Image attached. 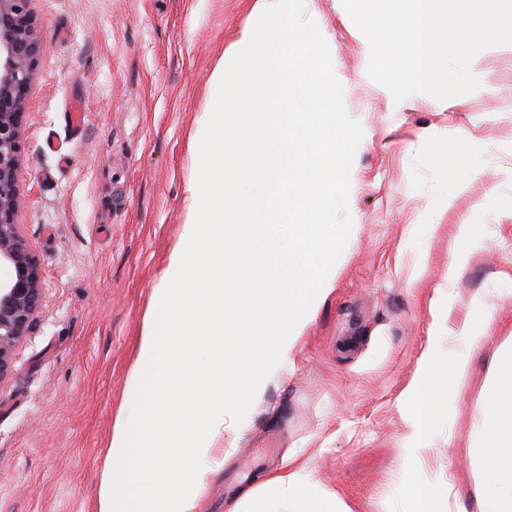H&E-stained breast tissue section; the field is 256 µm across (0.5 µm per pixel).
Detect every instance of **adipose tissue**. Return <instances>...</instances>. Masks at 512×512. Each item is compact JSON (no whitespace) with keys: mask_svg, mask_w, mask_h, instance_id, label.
Here are the masks:
<instances>
[{"mask_svg":"<svg viewBox=\"0 0 512 512\" xmlns=\"http://www.w3.org/2000/svg\"><path fill=\"white\" fill-rule=\"evenodd\" d=\"M486 341L485 335L464 329L461 349L446 373L455 391L467 390L472 356ZM490 392L493 401L490 423L495 434L494 465L484 481L477 485L476 494L490 504L491 512H512V353L498 358Z\"/></svg>","mask_w":512,"mask_h":512,"instance_id":"obj_1","label":"adipose tissue"}]
</instances>
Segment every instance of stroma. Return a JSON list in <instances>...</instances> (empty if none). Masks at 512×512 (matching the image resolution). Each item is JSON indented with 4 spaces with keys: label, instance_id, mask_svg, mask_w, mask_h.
Listing matches in <instances>:
<instances>
[{
    "label": "stroma",
    "instance_id": "1",
    "mask_svg": "<svg viewBox=\"0 0 512 512\" xmlns=\"http://www.w3.org/2000/svg\"><path fill=\"white\" fill-rule=\"evenodd\" d=\"M363 128L351 169L349 241L287 361L264 382L237 437L204 459L199 512H293L266 479L301 466L314 503L340 512H412L411 484L442 512H484L473 493L492 466V355L512 346V45L471 63L466 106L387 103L367 74L365 36L341 0H316ZM253 0H32L39 43L23 120L21 235L40 262L41 299L0 380V512H97L107 444L130 416L140 336L155 291L184 249L187 187L216 93L213 74L258 17ZM81 101L85 120L67 112ZM463 134L456 156L483 177L459 188L427 132ZM470 224L484 245L446 272ZM487 334L464 393L439 392L418 463L407 464V395L440 347L446 370L462 323Z\"/></svg>",
    "mask_w": 512,
    "mask_h": 512
}]
</instances>
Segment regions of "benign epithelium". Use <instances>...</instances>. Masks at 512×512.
Wrapping results in <instances>:
<instances>
[{"mask_svg":"<svg viewBox=\"0 0 512 512\" xmlns=\"http://www.w3.org/2000/svg\"><path fill=\"white\" fill-rule=\"evenodd\" d=\"M31 2L0 0V380L32 326L41 291L39 262L16 224L22 121L38 54Z\"/></svg>","mask_w":512,"mask_h":512,"instance_id":"obj_1","label":"benign epithelium"}]
</instances>
